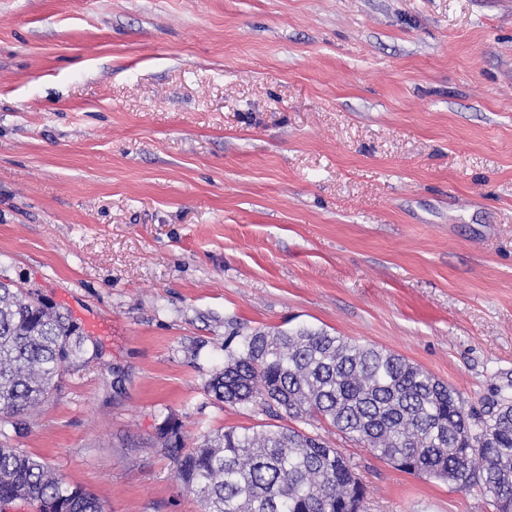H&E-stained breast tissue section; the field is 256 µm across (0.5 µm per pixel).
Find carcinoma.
I'll return each instance as SVG.
<instances>
[{
    "label": "carcinoma",
    "instance_id": "carcinoma-1",
    "mask_svg": "<svg viewBox=\"0 0 512 512\" xmlns=\"http://www.w3.org/2000/svg\"><path fill=\"white\" fill-rule=\"evenodd\" d=\"M87 340L69 313L0 282V421L20 425L55 378L81 366ZM224 351V370L208 384L215 400L326 421L401 471L477 486L496 512H512V399L501 390L492 395L502 408L482 419L405 358L308 326L235 332ZM156 431L201 512H366L356 464L318 435L229 428L189 448L175 417ZM15 500L43 512H104L42 457L1 444L0 505Z\"/></svg>",
    "mask_w": 512,
    "mask_h": 512
}]
</instances>
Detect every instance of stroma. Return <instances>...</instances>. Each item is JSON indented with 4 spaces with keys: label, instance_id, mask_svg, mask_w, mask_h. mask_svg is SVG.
Masks as SVG:
<instances>
[{
    "label": "stroma",
    "instance_id": "35a3bbf8",
    "mask_svg": "<svg viewBox=\"0 0 512 512\" xmlns=\"http://www.w3.org/2000/svg\"><path fill=\"white\" fill-rule=\"evenodd\" d=\"M0 281L89 338L25 428L106 512H200L155 443L275 424L208 391L236 325L512 395V0H0ZM367 512H495L327 422Z\"/></svg>",
    "mask_w": 512,
    "mask_h": 512
}]
</instances>
